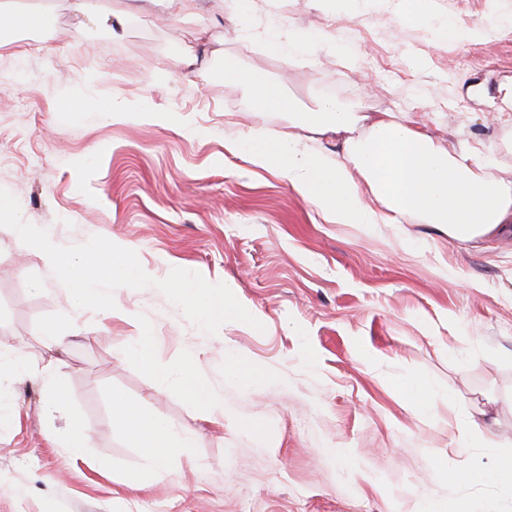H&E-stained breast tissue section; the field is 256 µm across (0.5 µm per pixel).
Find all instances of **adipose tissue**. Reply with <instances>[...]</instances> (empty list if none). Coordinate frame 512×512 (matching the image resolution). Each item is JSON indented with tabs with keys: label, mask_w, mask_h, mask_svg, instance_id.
I'll use <instances>...</instances> for the list:
<instances>
[{
	"label": "adipose tissue",
	"mask_w": 512,
	"mask_h": 512,
	"mask_svg": "<svg viewBox=\"0 0 512 512\" xmlns=\"http://www.w3.org/2000/svg\"><path fill=\"white\" fill-rule=\"evenodd\" d=\"M319 42L334 44L346 60L356 58L348 43L323 29L305 35L274 22L266 31L269 49L280 56L310 54ZM233 76L244 88L249 111L282 112L288 124L273 138L243 135L231 142V149L286 180L329 223L370 231L416 218L462 244L512 231V177L493 175L480 158L448 152L408 113L368 112L327 96L303 112L258 74L237 70ZM314 140L320 148H311ZM121 356L152 370L157 385L177 381L201 409L213 406L193 357L174 370L157 365L149 330H142ZM112 423L144 452L138 474L142 487L167 469L176 451L191 446L188 437L141 411L118 390L112 394Z\"/></svg>",
	"instance_id": "1"
}]
</instances>
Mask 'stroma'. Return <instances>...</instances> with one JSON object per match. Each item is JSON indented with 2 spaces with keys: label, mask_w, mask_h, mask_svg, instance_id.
<instances>
[{
  "label": "stroma",
  "mask_w": 512,
  "mask_h": 512,
  "mask_svg": "<svg viewBox=\"0 0 512 512\" xmlns=\"http://www.w3.org/2000/svg\"><path fill=\"white\" fill-rule=\"evenodd\" d=\"M72 0L57 27L20 35L26 55L0 47V188L25 222L59 245L101 235L126 244L154 279L171 269L224 283L262 325L209 334L157 288H118L116 311L77 308L42 252L0 227V337L25 355L30 378L0 374V512H413L428 500L460 512H512V485L461 484L473 468L512 456L462 440L459 415L494 398L512 437V235L461 244L408 219L368 232L327 223L287 182L226 149L242 132L273 135V112L246 119L245 94L182 61L199 44L302 102L332 94L371 112H407L450 152L493 153L512 173V110L492 111L462 79L512 86V30L477 45L438 37L440 18L466 26L512 18V0H427L406 21L397 0H202L200 23L164 27L136 13L121 39L96 33ZM354 45L288 61L263 51L269 20ZM172 114L180 126L109 121L87 103ZM149 326L155 359L193 356L214 393L213 419L176 385L118 358ZM63 345L48 349L45 328ZM264 369L261 385L225 373L226 352ZM54 369L66 393L44 409L37 374ZM408 375L437 392L419 413L401 398ZM196 436L149 487L132 484L142 454L112 426V393ZM90 433L66 450L67 418ZM345 448L351 458L324 456Z\"/></svg>",
  "instance_id": "obj_1"
}]
</instances>
